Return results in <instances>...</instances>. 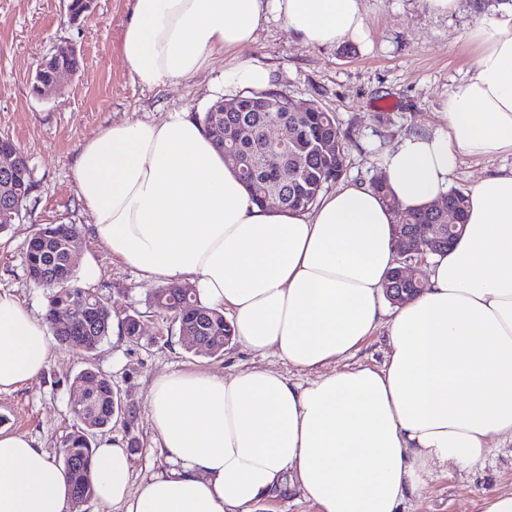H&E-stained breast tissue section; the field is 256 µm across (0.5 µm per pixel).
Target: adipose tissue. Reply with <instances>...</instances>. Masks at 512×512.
Wrapping results in <instances>:
<instances>
[{"label":"adipose tissue","instance_id":"ef3b65f1","mask_svg":"<svg viewBox=\"0 0 512 512\" xmlns=\"http://www.w3.org/2000/svg\"><path fill=\"white\" fill-rule=\"evenodd\" d=\"M312 46L368 37L361 0H130L120 54L147 88L195 76L253 43L270 15ZM475 72L440 105V127L381 156L394 196L420 208L446 195L461 155L512 153V18L470 30ZM94 238L148 279L190 282L229 310L250 351L318 379L251 368L174 371L151 388L161 450L178 464L132 487L131 455L104 441L96 495L125 512H255L291 479L317 512H400L434 468L482 463L512 439V173L469 191L466 228L432 256L425 290L387 311L394 214L346 185L313 209L252 203L207 129L188 113L125 122L84 141L73 167ZM382 369H336L378 327ZM47 325L0 295V391L48 362ZM70 487L47 452L0 429V512H67Z\"/></svg>","mask_w":512,"mask_h":512}]
</instances>
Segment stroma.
I'll use <instances>...</instances> for the list:
<instances>
[{"mask_svg": "<svg viewBox=\"0 0 512 512\" xmlns=\"http://www.w3.org/2000/svg\"><path fill=\"white\" fill-rule=\"evenodd\" d=\"M129 0H95L89 16L74 23L66 0H0V138L12 140L29 160L32 192L21 215L0 233V294H8L37 316L47 309V292L29 280L24 266L26 241L41 224H75L81 230V254L92 255L100 276L93 290L117 318L139 315L143 333L132 340L108 337L93 355L96 366L134 416L113 418L97 440L120 442L131 452V482L172 469L155 446L149 417L150 388L160 376L204 369L230 375L250 367L267 368L297 382L314 380L273 353L256 354L240 341L221 356L188 349L171 315L158 310L151 293L159 280L145 279L112 257L91 234L92 218L83 208L72 179L79 145L105 127L122 122L161 123L177 112L201 118L216 101L245 94L225 80L231 67L253 61L268 67L272 91L296 103L313 101L334 112L350 129L342 184H369L380 170L381 154L399 137L441 125L442 99L472 73L478 60L464 32L490 19L512 17V0H458L454 11L437 14L426 0H363L369 45L351 40L318 47L269 19L256 40L237 52L215 58L196 76L175 84L146 88L134 81L119 53ZM76 50L79 69L59 93L32 94L43 58ZM388 113L377 121L378 113ZM512 172V154L492 158L462 156L453 186L468 191L476 181ZM44 369L17 390L0 392V416L8 430L34 438L53 462L76 420L70 410L71 383L84 368L83 354L50 343ZM512 491V441L497 439L480 465L435 471L406 512H479L480 500Z\"/></svg>", "mask_w": 512, "mask_h": 512, "instance_id": "35a3bbf8", "label": "stroma"}]
</instances>
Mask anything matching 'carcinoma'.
Instances as JSON below:
<instances>
[{"label": "carcinoma", "instance_id": "1", "mask_svg": "<svg viewBox=\"0 0 512 512\" xmlns=\"http://www.w3.org/2000/svg\"><path fill=\"white\" fill-rule=\"evenodd\" d=\"M267 105L258 103L260 96L252 92L237 99L235 112L203 113L200 122L213 130V123L224 127V137L214 139L224 164L233 170L248 189L251 200L265 206L268 198L280 199V210L297 211L313 207L325 185L342 178L350 132L344 130L336 114L328 112L315 102L303 112H290L291 101L275 91H266ZM279 123L288 127L291 138L283 151L273 149L266 140L267 128ZM333 140L335 148L329 152L321 144ZM17 153L20 167L11 171L0 170V233L13 224L14 217L23 208L33 188L27 157L8 141ZM370 188L380 195L396 216V223L429 225L426 235L435 240L437 251L443 253L454 241L440 225L448 223L444 212L427 205L421 209H405L390 193L386 176L377 174ZM448 204L466 223L468 197L461 190L445 195ZM80 229L75 224H40L26 243L23 259L27 276L35 285L48 292L45 320L55 341L64 347L93 353L112 331V311L94 292L78 285L69 254L76 247ZM384 288H401L412 299L421 294L425 281L404 283L391 271ZM97 306V314L74 326H60L55 321L60 308H80L84 304ZM152 303L159 310L172 314L179 335L197 336L206 343L213 355L224 352V339L233 336V330L224 319V313L208 307L197 294L176 283L158 287L152 292ZM73 393L82 392L85 398L71 403V412L77 420L76 428L64 440L63 470L71 484L72 509L80 508L95 497L91 460L95 437L99 430L112 424L117 395L110 376L89 362L73 380Z\"/></svg>", "mask_w": 512, "mask_h": 512}]
</instances>
